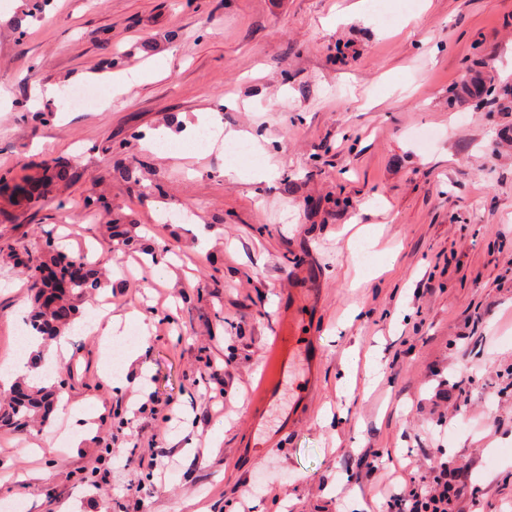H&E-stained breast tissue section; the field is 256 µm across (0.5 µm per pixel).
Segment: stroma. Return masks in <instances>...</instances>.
I'll list each match as a JSON object with an SVG mask.
<instances>
[{"mask_svg": "<svg viewBox=\"0 0 512 512\" xmlns=\"http://www.w3.org/2000/svg\"><path fill=\"white\" fill-rule=\"evenodd\" d=\"M355 2L51 0L38 22L0 0V173L74 172L37 207L0 197V241L85 253L121 276L113 314L150 324L108 373L79 301L51 365L69 411L0 428V508L385 512L441 453L467 466L461 512H512V0H387V23ZM210 109L245 136L235 170L223 142L178 144ZM159 129L173 153L143 145ZM95 191L126 237L84 220ZM30 309L0 255V364ZM288 324L320 356L268 408ZM351 348L373 369L344 390Z\"/></svg>", "mask_w": 512, "mask_h": 512, "instance_id": "1", "label": "stroma"}]
</instances>
